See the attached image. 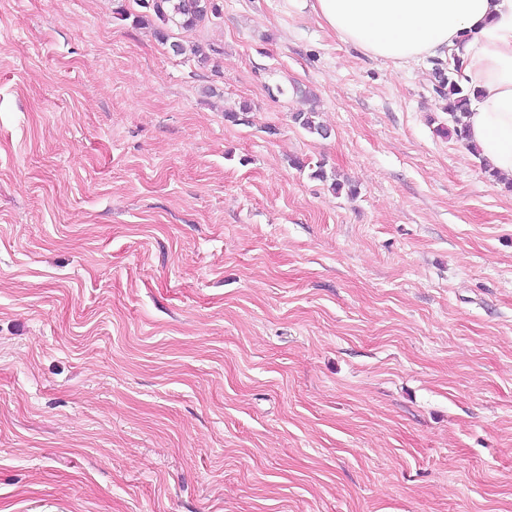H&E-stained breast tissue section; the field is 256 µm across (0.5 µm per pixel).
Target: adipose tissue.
Returning <instances> with one entry per match:
<instances>
[{"mask_svg":"<svg viewBox=\"0 0 512 512\" xmlns=\"http://www.w3.org/2000/svg\"><path fill=\"white\" fill-rule=\"evenodd\" d=\"M313 8L342 41L400 68L460 56L457 79L476 92L469 141L512 178V0H314Z\"/></svg>","mask_w":512,"mask_h":512,"instance_id":"adipose-tissue-1","label":"adipose tissue"}]
</instances>
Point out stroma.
Masks as SVG:
<instances>
[{"instance_id":"35a3bbf8","label":"stroma","mask_w":512,"mask_h":512,"mask_svg":"<svg viewBox=\"0 0 512 512\" xmlns=\"http://www.w3.org/2000/svg\"><path fill=\"white\" fill-rule=\"evenodd\" d=\"M216 2L201 63L0 0V512H512V188L427 64Z\"/></svg>"}]
</instances>
